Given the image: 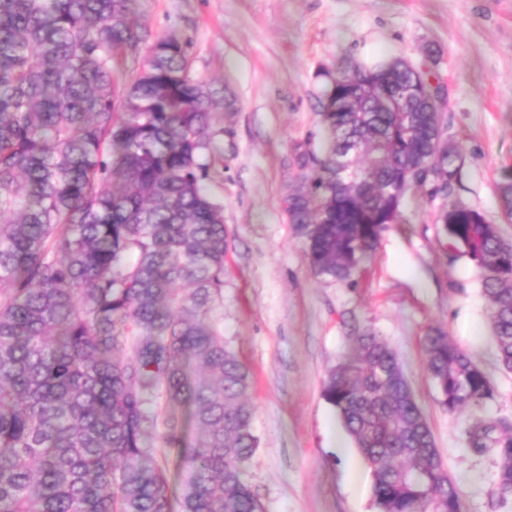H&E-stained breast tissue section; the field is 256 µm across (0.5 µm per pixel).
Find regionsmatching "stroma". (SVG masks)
<instances>
[{"mask_svg": "<svg viewBox=\"0 0 512 512\" xmlns=\"http://www.w3.org/2000/svg\"><path fill=\"white\" fill-rule=\"evenodd\" d=\"M153 36L188 41L192 75L220 89L206 188L224 207V341L252 375L259 445L247 478L264 512H378L373 478L342 477L353 447L323 391L374 332L398 355L465 512H512L494 478L500 460L466 443L469 412L440 403L423 339L433 327L489 375L482 413L512 421V371L498 363L477 268L453 256L438 202L418 191L351 281L316 276L282 199L298 188V146L318 142L319 72L365 56L430 70L448 90L444 114L462 145L456 195L512 241L499 189L512 180V0H141ZM483 344L472 348L473 332Z\"/></svg>", "mask_w": 512, "mask_h": 512, "instance_id": "obj_1", "label": "stroma"}]
</instances>
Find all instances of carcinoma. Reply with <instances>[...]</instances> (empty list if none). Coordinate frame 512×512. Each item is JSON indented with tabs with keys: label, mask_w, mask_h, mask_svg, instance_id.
I'll list each match as a JSON object with an SVG mask.
<instances>
[{
	"label": "carcinoma",
	"mask_w": 512,
	"mask_h": 512,
	"mask_svg": "<svg viewBox=\"0 0 512 512\" xmlns=\"http://www.w3.org/2000/svg\"><path fill=\"white\" fill-rule=\"evenodd\" d=\"M139 8L0 0V512H263L246 481L250 374L217 315L224 207L203 186L218 91L190 74L188 43L152 37ZM145 44L135 75H115ZM421 74L420 95L393 112L384 101L414 79L401 61L322 73L328 145L297 155L284 212L314 273L346 282L407 199L441 185L447 246L478 269L511 371L512 243L453 199L464 157L447 90ZM343 137L360 147L356 177L339 180ZM424 344L448 411L494 397L442 330ZM398 366L365 331L324 396L372 469L379 512H464ZM467 434L497 451L496 494L512 495V428L475 416Z\"/></svg>",
	"instance_id": "1"
}]
</instances>
